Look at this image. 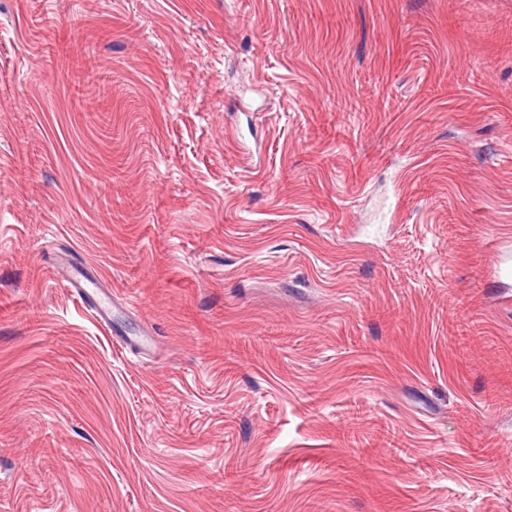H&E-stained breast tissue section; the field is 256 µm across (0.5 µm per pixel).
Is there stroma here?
<instances>
[{
    "label": "stroma",
    "mask_w": 512,
    "mask_h": 512,
    "mask_svg": "<svg viewBox=\"0 0 512 512\" xmlns=\"http://www.w3.org/2000/svg\"><path fill=\"white\" fill-rule=\"evenodd\" d=\"M0 512H512V0H0ZM75 293L82 299L94 301L93 311L98 322L105 328H110L112 334V298L103 282L97 283L87 279L75 266L70 264V270L65 280Z\"/></svg>",
    "instance_id": "1"
}]
</instances>
